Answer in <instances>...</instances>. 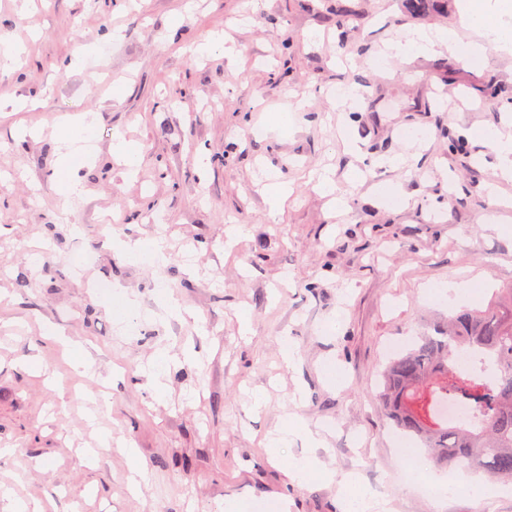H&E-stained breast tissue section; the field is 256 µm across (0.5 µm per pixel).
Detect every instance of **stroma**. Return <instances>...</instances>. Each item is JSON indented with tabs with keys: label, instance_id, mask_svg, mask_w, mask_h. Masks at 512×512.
<instances>
[{
	"label": "stroma",
	"instance_id": "stroma-1",
	"mask_svg": "<svg viewBox=\"0 0 512 512\" xmlns=\"http://www.w3.org/2000/svg\"><path fill=\"white\" fill-rule=\"evenodd\" d=\"M436 25L473 38L463 0L422 16L405 0H0V41L22 48L0 70V99L42 102L0 117V446L12 449L0 512L46 499L55 512H346L349 477L392 512H475L405 482L380 402L389 345L448 311L432 288L512 286V235L495 230L512 208L490 204V150L466 135L512 104V52L374 66L386 42ZM115 28L85 68L62 70ZM215 31L240 48L236 63L192 53ZM353 83L361 100L337 107ZM298 97L305 110L273 125ZM80 111L95 118L77 165L85 193L66 201L55 127ZM118 134L142 148L135 170L112 157ZM389 155L403 164L380 165ZM322 168L345 210L308 182ZM276 180L294 196L273 219L254 185ZM384 185L403 204L378 195ZM232 224L246 232L230 244ZM139 238L164 240L163 266L124 253ZM164 288L189 315L166 313ZM67 341L94 377L66 361ZM161 349L179 362L160 391L149 363ZM292 419L322 447L269 454L267 436ZM297 460L309 465L300 484L285 473Z\"/></svg>",
	"mask_w": 512,
	"mask_h": 512
}]
</instances>
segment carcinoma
Instances as JSON below:
<instances>
[{
    "instance_id": "carcinoma-1",
    "label": "carcinoma",
    "mask_w": 512,
    "mask_h": 512,
    "mask_svg": "<svg viewBox=\"0 0 512 512\" xmlns=\"http://www.w3.org/2000/svg\"><path fill=\"white\" fill-rule=\"evenodd\" d=\"M472 353L493 375L457 370L455 358ZM382 403L409 441L439 471L463 466L512 482V288L495 290L484 309L456 308L429 324L382 373ZM462 399L474 423L451 424L439 407Z\"/></svg>"
}]
</instances>
